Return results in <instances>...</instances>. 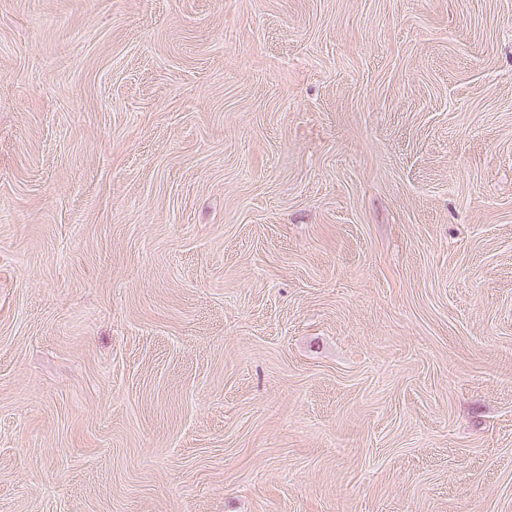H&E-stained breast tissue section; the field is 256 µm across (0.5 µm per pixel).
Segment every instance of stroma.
Instances as JSON below:
<instances>
[{
  "mask_svg": "<svg viewBox=\"0 0 512 512\" xmlns=\"http://www.w3.org/2000/svg\"><path fill=\"white\" fill-rule=\"evenodd\" d=\"M0 512H512V0H0Z\"/></svg>",
  "mask_w": 512,
  "mask_h": 512,
  "instance_id": "35a3bbf8",
  "label": "stroma"
}]
</instances>
